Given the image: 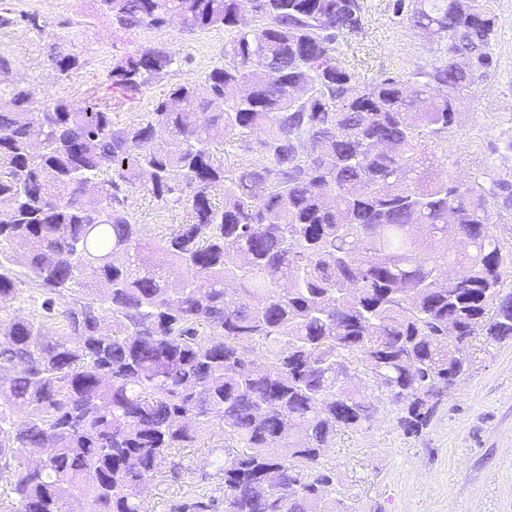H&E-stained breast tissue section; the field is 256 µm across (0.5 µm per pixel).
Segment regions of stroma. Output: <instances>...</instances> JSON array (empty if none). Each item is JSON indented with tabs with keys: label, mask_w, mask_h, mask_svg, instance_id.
<instances>
[{
	"label": "stroma",
	"mask_w": 512,
	"mask_h": 512,
	"mask_svg": "<svg viewBox=\"0 0 512 512\" xmlns=\"http://www.w3.org/2000/svg\"><path fill=\"white\" fill-rule=\"evenodd\" d=\"M362 25L336 41V56L359 81L410 77L431 70L444 44L394 11L395 0H360ZM0 56L12 69L0 84L30 86L39 101L83 103L102 94L116 58L165 46L178 65L120 110L121 121L147 115L174 84L203 77L224 62L231 38L221 28L188 32L178 25L116 31L97 0H5ZM496 64L472 87L449 138L447 167L463 180L488 169L512 183V0H494ZM36 14L38 26L20 22ZM58 45L81 59L73 73L55 72L46 58ZM397 411L382 403L366 431L338 434L320 459L339 512H512V341L476 353L475 367L445 399L422 433L407 435Z\"/></svg>",
	"instance_id": "obj_1"
}]
</instances>
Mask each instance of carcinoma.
I'll use <instances>...</instances> for the list:
<instances>
[{
	"label": "carcinoma",
	"mask_w": 512,
	"mask_h": 512,
	"mask_svg": "<svg viewBox=\"0 0 512 512\" xmlns=\"http://www.w3.org/2000/svg\"><path fill=\"white\" fill-rule=\"evenodd\" d=\"M99 2L118 31L233 36L224 64L129 123L113 113L178 65L165 47L117 60L109 96L81 105L0 87V512H145L163 474L190 487L169 512H337L316 465L372 426L374 391L419 434L476 342L512 341V236L494 220L512 184L441 163L493 63V0H416L408 21L448 39L444 61L364 86L335 47L359 0ZM48 62L79 65L56 46ZM227 136L255 154L230 180ZM139 189L189 222L151 235ZM450 210L451 255L433 245ZM450 264L469 277L436 285ZM25 291L40 309H13ZM216 424L243 452L211 472L176 461Z\"/></svg>",
	"instance_id": "obj_1"
}]
</instances>
